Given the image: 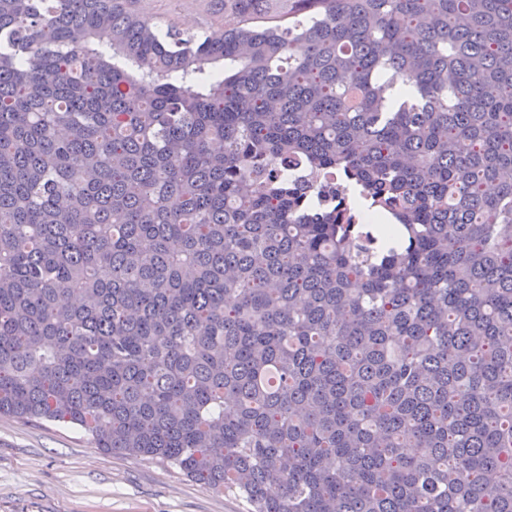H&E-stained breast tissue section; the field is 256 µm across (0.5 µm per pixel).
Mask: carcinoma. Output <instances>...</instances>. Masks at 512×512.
Segmentation results:
<instances>
[{"instance_id": "1", "label": "carcinoma", "mask_w": 512, "mask_h": 512, "mask_svg": "<svg viewBox=\"0 0 512 512\" xmlns=\"http://www.w3.org/2000/svg\"><path fill=\"white\" fill-rule=\"evenodd\" d=\"M141 2L0 0V414L250 512H512V0ZM150 13L166 26L180 31L201 27L208 31L224 30V6L220 0H144ZM272 169V170H271ZM270 173L287 174L295 181L304 192L306 198H318L321 204L330 209H336L337 215L341 218L351 217L354 224H364V215L349 207L345 197L340 191V182L336 177L326 178L317 175L308 167L298 163L291 167L276 165L269 166Z\"/></svg>"}]
</instances>
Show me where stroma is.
<instances>
[{"mask_svg":"<svg viewBox=\"0 0 512 512\" xmlns=\"http://www.w3.org/2000/svg\"><path fill=\"white\" fill-rule=\"evenodd\" d=\"M182 31L224 28L221 0H146ZM156 460L109 454L62 422L0 415V512H248Z\"/></svg>","mask_w":512,"mask_h":512,"instance_id":"1","label":"stroma"}]
</instances>
